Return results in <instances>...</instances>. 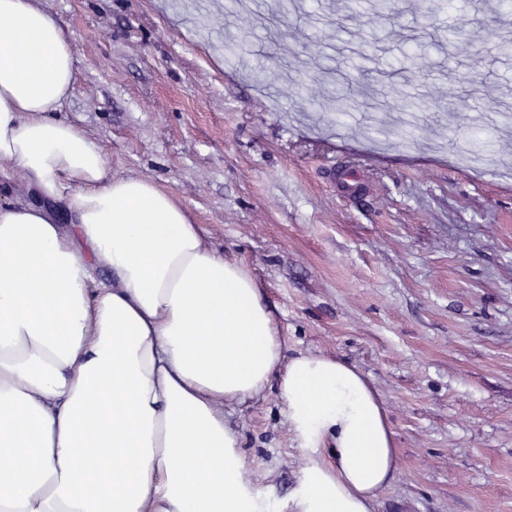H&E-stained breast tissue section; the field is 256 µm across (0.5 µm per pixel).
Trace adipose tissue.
<instances>
[{"instance_id": "adipose-tissue-1", "label": "adipose tissue", "mask_w": 512, "mask_h": 512, "mask_svg": "<svg viewBox=\"0 0 512 512\" xmlns=\"http://www.w3.org/2000/svg\"><path fill=\"white\" fill-rule=\"evenodd\" d=\"M74 84L58 21L0 0V160L35 195L0 204V512H270L224 404L273 378L306 459L295 512H373L396 472L377 392L285 358L251 272L56 118Z\"/></svg>"}]
</instances>
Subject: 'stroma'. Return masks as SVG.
<instances>
[{
  "mask_svg": "<svg viewBox=\"0 0 512 512\" xmlns=\"http://www.w3.org/2000/svg\"><path fill=\"white\" fill-rule=\"evenodd\" d=\"M40 0L75 48L60 115L116 176L171 191L217 252L242 262L285 356L336 357L378 392L397 470L374 512H512V129L478 170L453 155L512 113V11L496 0H399L394 18L301 0L261 27L233 0ZM471 36L455 48L449 28ZM428 45L410 52L409 39ZM400 58V75L334 120L322 69ZM290 67L264 84L256 61ZM413 97L411 143L377 133ZM369 173L348 196L332 167ZM271 506L304 465L275 387L224 405Z\"/></svg>",
  "mask_w": 512,
  "mask_h": 512,
  "instance_id": "35a3bbf8",
  "label": "stroma"
}]
</instances>
